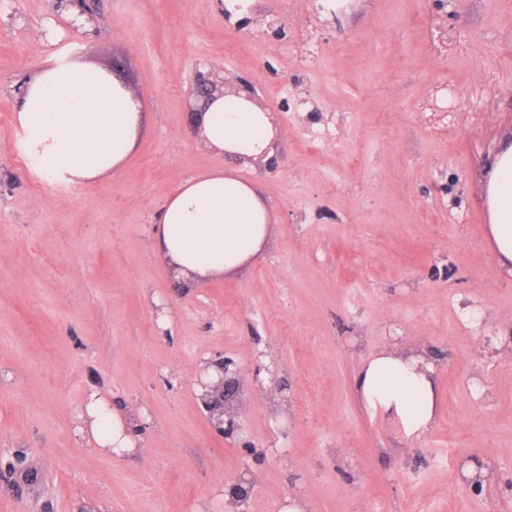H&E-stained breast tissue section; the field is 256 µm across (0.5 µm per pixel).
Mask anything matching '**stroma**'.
<instances>
[{
  "instance_id": "obj_1",
  "label": "stroma",
  "mask_w": 512,
  "mask_h": 512,
  "mask_svg": "<svg viewBox=\"0 0 512 512\" xmlns=\"http://www.w3.org/2000/svg\"><path fill=\"white\" fill-rule=\"evenodd\" d=\"M82 2L78 23L71 0H0V512H225L245 470L243 512H512V267L472 221L512 146V0ZM51 57L125 60L143 124L111 176L50 182L27 156L17 97ZM201 76L254 89L272 162L200 140ZM219 168L270 232L187 287L153 226ZM388 347L434 363L421 439L357 395ZM217 352L268 367L230 438L194 395ZM93 389L144 413L138 453L79 441Z\"/></svg>"
}]
</instances>
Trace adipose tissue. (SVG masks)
I'll use <instances>...</instances> for the list:
<instances>
[{
	"label": "adipose tissue",
	"mask_w": 512,
	"mask_h": 512,
	"mask_svg": "<svg viewBox=\"0 0 512 512\" xmlns=\"http://www.w3.org/2000/svg\"><path fill=\"white\" fill-rule=\"evenodd\" d=\"M141 104L104 68L79 62L47 63L28 78L16 107L29 154L49 179L87 182L111 175L133 152ZM207 146L220 153L271 157L272 125L237 94L214 95L197 116ZM491 231L499 262H512V152L493 179ZM267 208L256 187L215 170L181 183L153 227L155 246L174 279L192 285L220 276L255 257L267 236ZM356 390L375 416L397 420L406 438H422L439 408L431 362L387 348L368 359ZM78 433L108 453L136 451L141 414L113 405L91 390Z\"/></svg>",
	"instance_id": "1"
}]
</instances>
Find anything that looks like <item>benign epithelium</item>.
<instances>
[{
  "label": "benign epithelium",
  "instance_id": "obj_1",
  "mask_svg": "<svg viewBox=\"0 0 512 512\" xmlns=\"http://www.w3.org/2000/svg\"><path fill=\"white\" fill-rule=\"evenodd\" d=\"M196 396L209 414L215 429L225 436L234 434L237 411L230 406L243 390V378L234 361L216 354L205 362L196 379Z\"/></svg>",
  "mask_w": 512,
  "mask_h": 512
}]
</instances>
